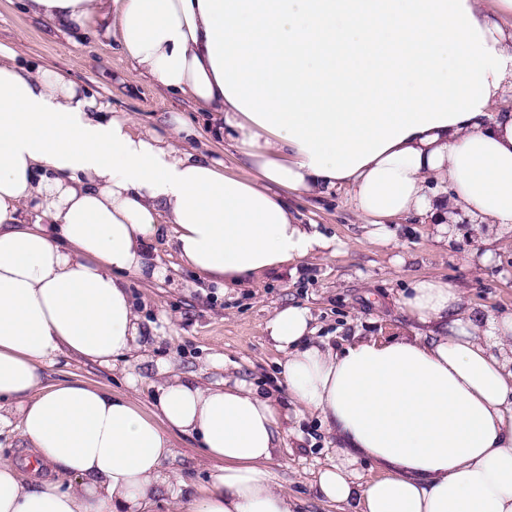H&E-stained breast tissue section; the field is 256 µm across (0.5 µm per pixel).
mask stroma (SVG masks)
Masks as SVG:
<instances>
[{"mask_svg": "<svg viewBox=\"0 0 512 512\" xmlns=\"http://www.w3.org/2000/svg\"><path fill=\"white\" fill-rule=\"evenodd\" d=\"M0 50L64 72L95 90L106 110L128 113L145 130L165 134L170 113H182L197 131L192 143L202 155L222 160L233 173H251L231 142L212 139L205 113L140 77L103 31H60L25 12L20 0H0ZM291 204L305 223L330 239L327 252L224 291L201 287L179 261L173 237L161 238L153 256L163 277L126 279L144 325L158 330L147 339L148 356L119 359L108 367L63 356L43 374L50 383L81 380L116 395H132L144 410L152 401L150 386L165 364L205 386L246 380L277 399L288 415V437L271 464L281 487L301 512H339L317 498L314 479L319 467L339 461L341 454L327 427L315 415L297 411L289 399L280 368L283 354L267 336L266 323L280 308L297 304L309 309L315 338L339 348L361 339L408 337L412 324L398 299L411 281L423 277L449 281L475 311L511 313L512 233L472 224L450 229L441 241L433 224L379 229L352 214L342 189L316 199L295 198ZM488 250L495 260L485 266L481 258ZM130 373L139 379L137 388L127 384ZM175 443L174 468L182 480L192 487L204 483L213 464L201 456L197 441L179 436Z\"/></svg>", "mask_w": 512, "mask_h": 512, "instance_id": "35a3bbf8", "label": "stroma"}]
</instances>
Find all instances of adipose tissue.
Masks as SVG:
<instances>
[{
	"label": "adipose tissue",
	"mask_w": 512,
	"mask_h": 512,
	"mask_svg": "<svg viewBox=\"0 0 512 512\" xmlns=\"http://www.w3.org/2000/svg\"><path fill=\"white\" fill-rule=\"evenodd\" d=\"M60 29L109 18L121 54L211 115L253 174L197 156L179 113L161 137L44 65L0 52V429L42 477L0 459V512H298L270 464L285 441L273 397L163 367L150 412L78 380L61 354L108 366L143 349L123 281L179 259L231 288L327 250L286 194L346 188L373 225L468 221L512 232V0H26ZM419 332L335 349L308 308L265 330L288 395L339 443L317 496L352 512H512V313L472 314L436 278L400 299ZM215 462L187 492L174 435ZM381 476L360 481L359 456Z\"/></svg>",
	"instance_id": "1"
}]
</instances>
